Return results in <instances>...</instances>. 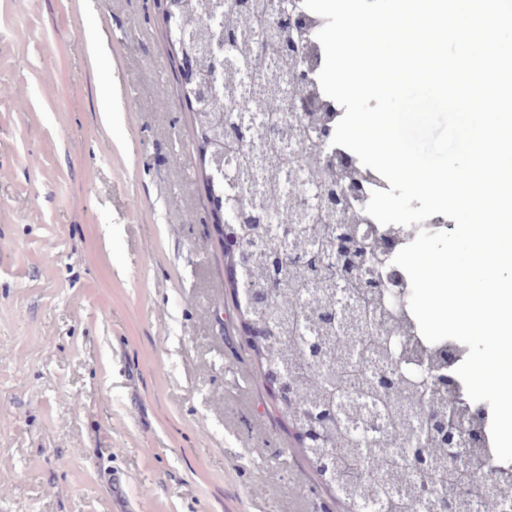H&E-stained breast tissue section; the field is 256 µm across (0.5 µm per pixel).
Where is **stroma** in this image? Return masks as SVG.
<instances>
[{"instance_id": "obj_1", "label": "stroma", "mask_w": 512, "mask_h": 512, "mask_svg": "<svg viewBox=\"0 0 512 512\" xmlns=\"http://www.w3.org/2000/svg\"><path fill=\"white\" fill-rule=\"evenodd\" d=\"M182 82L159 0H0V512L338 510L244 346Z\"/></svg>"}]
</instances>
